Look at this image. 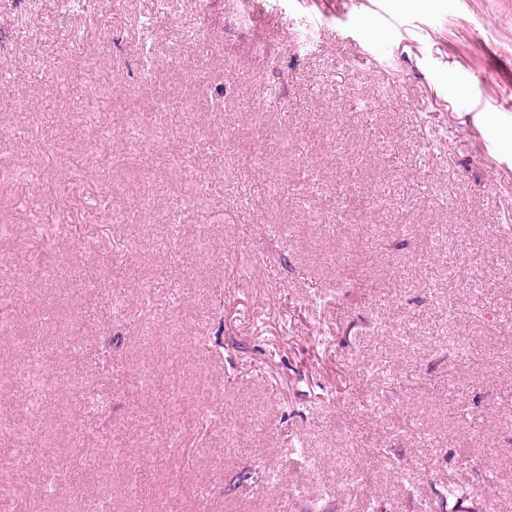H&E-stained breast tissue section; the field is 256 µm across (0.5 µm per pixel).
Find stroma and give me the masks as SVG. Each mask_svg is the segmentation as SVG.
Instances as JSON below:
<instances>
[{
  "label": "stroma",
  "instance_id": "1",
  "mask_svg": "<svg viewBox=\"0 0 512 512\" xmlns=\"http://www.w3.org/2000/svg\"><path fill=\"white\" fill-rule=\"evenodd\" d=\"M92 8L0 0V512H512V0ZM43 375V382H47L48 378L42 371L41 363L36 360H30L21 370L19 374V381L22 385V395L19 402L20 408L23 412L31 415V409L34 408V404L29 395V387L32 378Z\"/></svg>",
  "mask_w": 512,
  "mask_h": 512
}]
</instances>
